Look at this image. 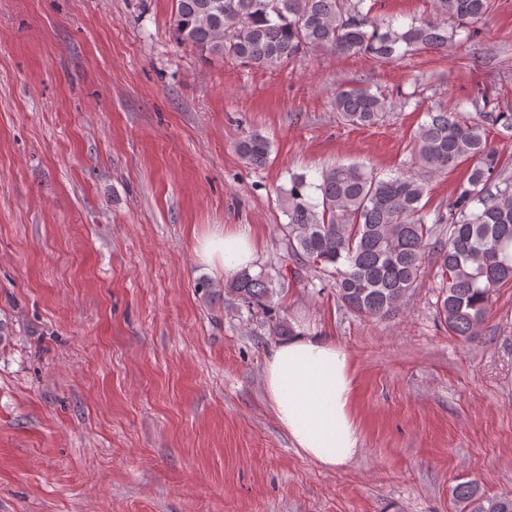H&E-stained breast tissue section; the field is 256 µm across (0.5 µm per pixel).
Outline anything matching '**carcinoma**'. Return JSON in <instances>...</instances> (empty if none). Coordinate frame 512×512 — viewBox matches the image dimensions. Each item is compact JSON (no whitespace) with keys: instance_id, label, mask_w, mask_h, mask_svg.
<instances>
[{"instance_id":"carcinoma-1","label":"carcinoma","mask_w":512,"mask_h":512,"mask_svg":"<svg viewBox=\"0 0 512 512\" xmlns=\"http://www.w3.org/2000/svg\"><path fill=\"white\" fill-rule=\"evenodd\" d=\"M367 0H175L176 36L204 55L231 58L269 70L298 60L311 49L339 55L370 54L394 59L418 49L444 50L457 31L447 19L475 22L492 0H434L436 18L397 28L370 17ZM476 118L461 121L438 107L426 113L414 137L419 163L442 172L477 159L467 183L448 200L447 211L428 219L423 183L411 177L380 178L357 164L322 172L320 183L294 174L282 199L280 262L315 273L349 311L383 318L399 311L421 285L426 263L441 279L437 319L448 334H479L497 288L512 282V172L500 166L487 144L489 128L512 132V110H502L485 89L472 100ZM342 120L358 126L381 121L387 98L366 89H339L334 97ZM246 162L264 166L271 141L259 132L242 139ZM289 287L283 266L253 273L243 269L224 285L250 312L264 314L275 336H293L273 304ZM453 496L460 512H512V495H491L475 480L458 482Z\"/></svg>"}]
</instances>
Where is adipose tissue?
I'll list each match as a JSON object with an SVG mask.
<instances>
[{"mask_svg": "<svg viewBox=\"0 0 512 512\" xmlns=\"http://www.w3.org/2000/svg\"><path fill=\"white\" fill-rule=\"evenodd\" d=\"M255 253L252 236L242 228L215 230L196 247L204 268L227 277L251 267ZM264 386L280 426L306 457L333 469L357 455L351 364L332 339L302 330L278 344L266 361Z\"/></svg>", "mask_w": 512, "mask_h": 512, "instance_id": "adipose-tissue-1", "label": "adipose tissue"}]
</instances>
